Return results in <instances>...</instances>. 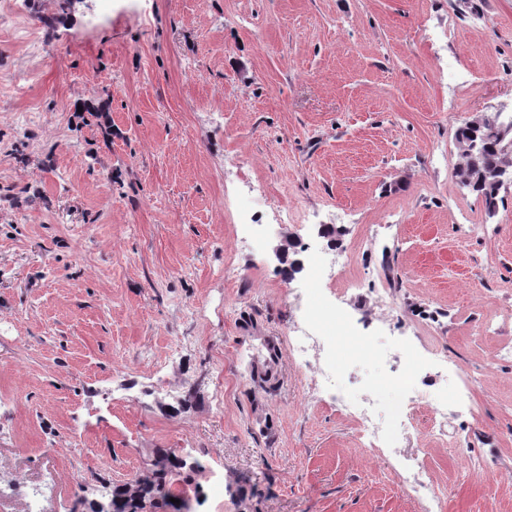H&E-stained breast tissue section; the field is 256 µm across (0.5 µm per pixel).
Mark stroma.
Here are the masks:
<instances>
[{
  "mask_svg": "<svg viewBox=\"0 0 512 512\" xmlns=\"http://www.w3.org/2000/svg\"><path fill=\"white\" fill-rule=\"evenodd\" d=\"M499 108L512 0H0V512L46 479L45 512H90L159 448L196 466L189 512H512V324L486 327L512 188L491 215L455 177L456 130ZM279 248L343 263L350 396L395 338L471 371L446 437L451 371L406 380L398 449L364 447L291 350Z\"/></svg>",
  "mask_w": 512,
  "mask_h": 512,
  "instance_id": "stroma-1",
  "label": "stroma"
}]
</instances>
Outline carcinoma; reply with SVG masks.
<instances>
[{
	"mask_svg": "<svg viewBox=\"0 0 512 512\" xmlns=\"http://www.w3.org/2000/svg\"><path fill=\"white\" fill-rule=\"evenodd\" d=\"M455 140L461 150L462 162L456 170L460 184L481 198L488 214L496 212L500 193L512 183V169L501 183L497 171L512 156V115L502 118L491 114L478 128L464 125L457 129ZM152 476L128 482L112 491L119 501L120 512H148L159 501L173 496L172 484L187 462L167 449L155 452Z\"/></svg>",
	"mask_w": 512,
	"mask_h": 512,
	"instance_id": "obj_1",
	"label": "carcinoma"
}]
</instances>
